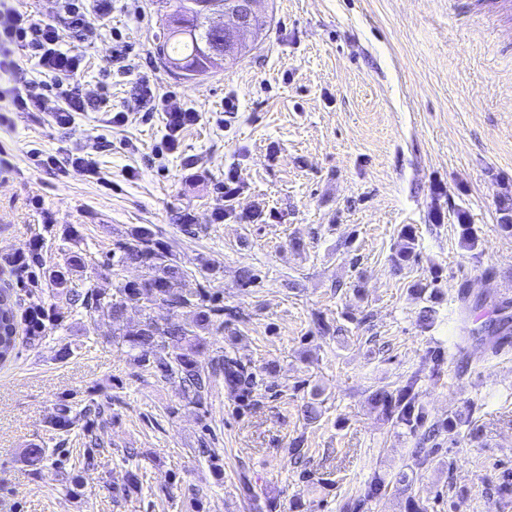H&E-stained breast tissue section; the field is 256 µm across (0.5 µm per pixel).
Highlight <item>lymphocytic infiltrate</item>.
I'll return each mask as SVG.
<instances>
[{
    "instance_id": "obj_1",
    "label": "lymphocytic infiltrate",
    "mask_w": 512,
    "mask_h": 512,
    "mask_svg": "<svg viewBox=\"0 0 512 512\" xmlns=\"http://www.w3.org/2000/svg\"><path fill=\"white\" fill-rule=\"evenodd\" d=\"M25 57L36 59L51 84L23 79ZM81 64L53 24L0 0V127L9 126V113L32 109L48 113L58 126L73 124L83 98L73 81Z\"/></svg>"
}]
</instances>
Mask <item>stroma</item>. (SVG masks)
<instances>
[{"mask_svg":"<svg viewBox=\"0 0 512 512\" xmlns=\"http://www.w3.org/2000/svg\"><path fill=\"white\" fill-rule=\"evenodd\" d=\"M25 6L82 54L75 81L91 97L68 127L12 115L18 172L0 180V264L40 241L38 287L7 286L17 308L37 302L58 320L18 336L0 362V512H407L411 500L425 512H512V499L495 503L512 483V344L493 354L460 332L512 316V235L497 210L512 194V6L256 0L262 41L194 80L157 52L171 11L161 0H112L91 35L71 32L57 0ZM170 97L198 114L174 135ZM108 110L127 122L106 123ZM86 142L111 189L67 172ZM32 148L53 164L30 165ZM226 202L231 214L216 218ZM141 227L171 249L183 292L228 310L198 364L236 356L256 375L248 397L219 376L197 403L132 363L120 334L150 318L190 324L188 310L131 302L116 324L71 303V290L111 294L144 277L106 264ZM406 227L415 253L400 264ZM72 255L81 268L55 287L49 271ZM463 283L482 308L460 307ZM415 373L430 419L468 413L480 429L419 467L420 430L368 400ZM313 397L310 423L301 410ZM64 404L74 424L61 435L52 421ZM298 439L300 466L288 457ZM131 471L141 489L128 495ZM377 473L388 488L359 504Z\"/></svg>","mask_w":512,"mask_h":512,"instance_id":"35a3bbf8","label":"stroma"}]
</instances>
